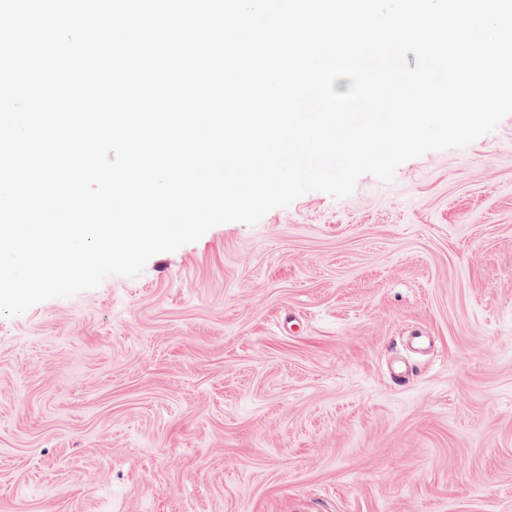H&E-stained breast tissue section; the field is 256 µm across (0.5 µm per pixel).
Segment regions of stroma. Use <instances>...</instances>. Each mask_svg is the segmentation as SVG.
I'll use <instances>...</instances> for the list:
<instances>
[{
	"mask_svg": "<svg viewBox=\"0 0 512 512\" xmlns=\"http://www.w3.org/2000/svg\"><path fill=\"white\" fill-rule=\"evenodd\" d=\"M303 502L512 512V115L0 317V512Z\"/></svg>",
	"mask_w": 512,
	"mask_h": 512,
	"instance_id": "stroma-1",
	"label": "stroma"
}]
</instances>
